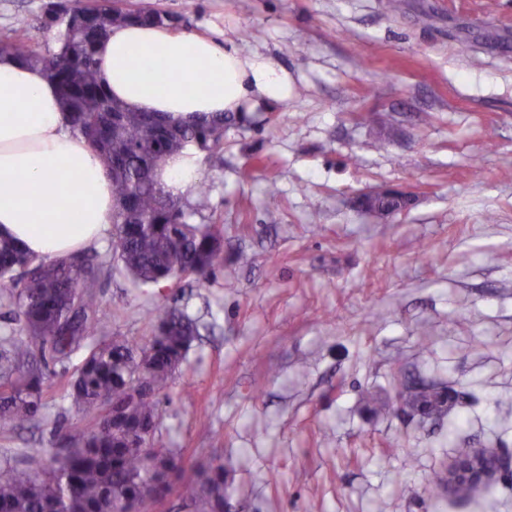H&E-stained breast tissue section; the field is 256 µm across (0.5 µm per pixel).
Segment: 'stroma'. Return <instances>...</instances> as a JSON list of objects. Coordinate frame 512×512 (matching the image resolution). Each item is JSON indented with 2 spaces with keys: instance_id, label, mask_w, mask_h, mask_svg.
Segmentation results:
<instances>
[{
  "instance_id": "35a3bbf8",
  "label": "stroma",
  "mask_w": 512,
  "mask_h": 512,
  "mask_svg": "<svg viewBox=\"0 0 512 512\" xmlns=\"http://www.w3.org/2000/svg\"><path fill=\"white\" fill-rule=\"evenodd\" d=\"M117 2L289 79L200 150L182 198L222 228L223 268L161 293L117 266L99 290L105 335L147 344L159 305L198 323L159 441L230 464L239 512H512V476L427 491L461 454L512 452V0ZM380 190L414 202L385 220L356 206ZM75 368L49 362L40 420L0 422V459L91 429L60 397ZM427 384L455 393L442 415L406 405Z\"/></svg>"
}]
</instances>
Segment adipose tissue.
<instances>
[{
    "label": "adipose tissue",
    "mask_w": 512,
    "mask_h": 512,
    "mask_svg": "<svg viewBox=\"0 0 512 512\" xmlns=\"http://www.w3.org/2000/svg\"><path fill=\"white\" fill-rule=\"evenodd\" d=\"M97 62L115 99L173 119L253 112L288 97L287 74L264 56L163 27L113 28ZM199 178V156L188 149L170 159L163 183L181 196ZM113 209L110 175L69 132L55 84L0 52V236L40 256H68L103 236Z\"/></svg>",
    "instance_id": "1"
}]
</instances>
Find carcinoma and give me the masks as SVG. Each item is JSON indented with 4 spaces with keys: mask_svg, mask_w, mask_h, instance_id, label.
<instances>
[{
    "mask_svg": "<svg viewBox=\"0 0 512 512\" xmlns=\"http://www.w3.org/2000/svg\"><path fill=\"white\" fill-rule=\"evenodd\" d=\"M58 25L56 48L33 49L32 25L19 15L14 36L0 50L39 66L56 83L69 130L84 137L112 177V252L133 282L164 289L194 275L201 283L224 266L222 229L196 224L194 212L165 189L161 175L171 156L186 147H218L224 123L173 122L160 113L135 112L107 91L97 68L99 42L112 27L140 23L174 27L182 21L152 8L116 9L112 0L71 6L79 19ZM112 274V260L80 252L64 258L34 256L0 237V298L14 307L24 336H0V420L27 423L46 407L47 360L62 361L103 323L96 288ZM156 330L139 346L121 336L95 341L81 359L63 400L92 417V428L64 438L44 467L0 462V512H155L177 484L196 512H224L227 471L221 462L187 464L155 436L160 397L199 335L196 322L175 309L149 312ZM451 399L446 386H427L416 405L431 414ZM148 450L132 444L144 442Z\"/></svg>",
    "mask_w": 512,
    "mask_h": 512,
    "instance_id": "obj_1",
    "label": "carcinoma"
}]
</instances>
